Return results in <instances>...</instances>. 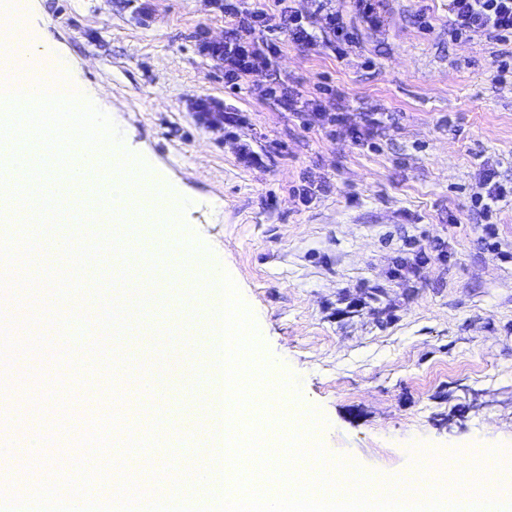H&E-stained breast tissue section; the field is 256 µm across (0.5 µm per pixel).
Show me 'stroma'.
<instances>
[{
	"instance_id": "obj_1",
	"label": "stroma",
	"mask_w": 512,
	"mask_h": 512,
	"mask_svg": "<svg viewBox=\"0 0 512 512\" xmlns=\"http://www.w3.org/2000/svg\"><path fill=\"white\" fill-rule=\"evenodd\" d=\"M31 22L98 93L130 154L187 199L184 232L209 249L251 309L276 383L295 378L317 412L315 443L366 476L399 474L422 455L512 459V201L484 219L483 176L512 182V41L451 40L448 0H381L378 26L352 0H328L351 33L344 57L267 32L269 69L238 86L202 56L200 37L223 41L211 0H27ZM299 91L291 112L271 88ZM346 113L342 124L324 113ZM377 132L353 139L361 113ZM111 257L88 270L81 295L59 308L7 288L21 314L0 334V375L43 400L42 454L18 464L31 493L84 448L108 456L94 496L138 482L142 468L192 470L205 453V350L168 367L186 339L181 288L150 297L145 338L103 340L95 283L120 273ZM154 382L127 409L117 364ZM96 374L106 393L77 430L58 425L44 381Z\"/></svg>"
}]
</instances>
